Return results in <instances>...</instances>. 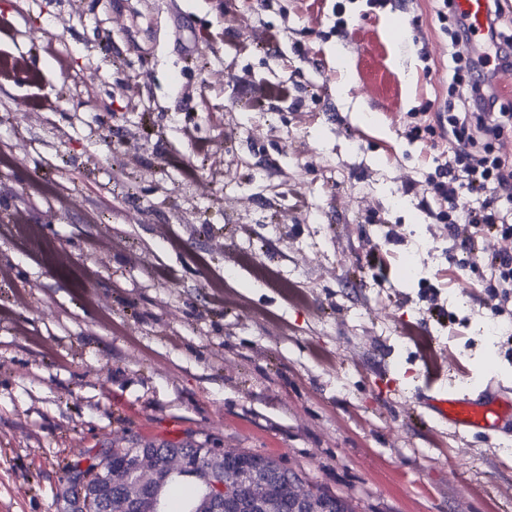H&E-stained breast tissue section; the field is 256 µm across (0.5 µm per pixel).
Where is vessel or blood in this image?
Instances as JSON below:
<instances>
[{"mask_svg": "<svg viewBox=\"0 0 512 512\" xmlns=\"http://www.w3.org/2000/svg\"><path fill=\"white\" fill-rule=\"evenodd\" d=\"M455 3L458 13L467 18L476 32H484L488 0H455ZM422 404L429 416L468 432L489 436L512 422V387L492 376L484 380L477 392L451 388L426 396Z\"/></svg>", "mask_w": 512, "mask_h": 512, "instance_id": "obj_1", "label": "vessel or blood"}]
</instances>
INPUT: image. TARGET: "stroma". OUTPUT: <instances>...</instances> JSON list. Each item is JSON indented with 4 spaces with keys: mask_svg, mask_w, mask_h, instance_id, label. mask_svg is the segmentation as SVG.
<instances>
[{
    "mask_svg": "<svg viewBox=\"0 0 512 512\" xmlns=\"http://www.w3.org/2000/svg\"><path fill=\"white\" fill-rule=\"evenodd\" d=\"M0 56V512H70L90 459L174 423L358 512H512V423L416 413L512 385V305L428 214L446 157L408 135L451 81L429 0H0ZM244 82L289 96L258 112Z\"/></svg>",
    "mask_w": 512,
    "mask_h": 512,
    "instance_id": "1",
    "label": "stroma"
}]
</instances>
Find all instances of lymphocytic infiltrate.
Here are the masks:
<instances>
[{"label": "lymphocytic infiltrate", "mask_w": 512, "mask_h": 512, "mask_svg": "<svg viewBox=\"0 0 512 512\" xmlns=\"http://www.w3.org/2000/svg\"><path fill=\"white\" fill-rule=\"evenodd\" d=\"M437 13L447 20L450 57L454 63L450 103L434 121L411 125L412 138L448 144L445 179L432 181V193L446 203L437 215L461 247L473 250L476 234L512 237V224H503L490 198L502 192L512 197V165L500 152L512 133V114L503 111L495 83L497 75L512 72V38L501 30L502 7L491 0L486 31L475 34L454 9L451 0H437ZM481 198L479 207L458 211V196Z\"/></svg>", "instance_id": "f902f5d3"}]
</instances>
